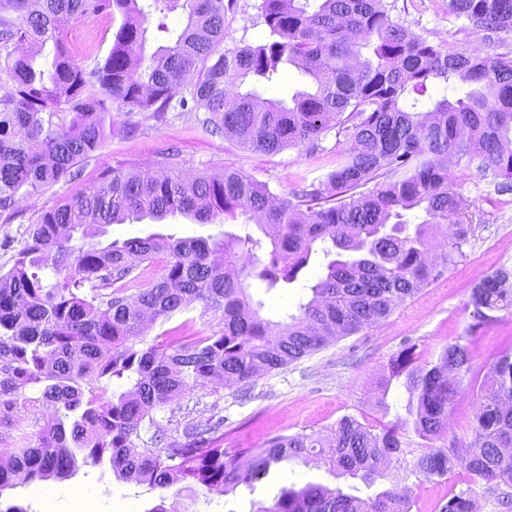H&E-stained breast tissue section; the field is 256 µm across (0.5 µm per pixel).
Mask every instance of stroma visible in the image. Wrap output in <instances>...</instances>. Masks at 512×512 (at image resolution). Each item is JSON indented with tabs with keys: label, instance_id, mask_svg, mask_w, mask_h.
Masks as SVG:
<instances>
[{
	"label": "stroma",
	"instance_id": "obj_1",
	"mask_svg": "<svg viewBox=\"0 0 512 512\" xmlns=\"http://www.w3.org/2000/svg\"><path fill=\"white\" fill-rule=\"evenodd\" d=\"M261 0H224V45L232 48L257 44L268 36L259 10ZM394 21L447 50L478 47L497 53L512 52V31L487 34L467 29L465 20L448 14V0H396ZM112 18L88 14L72 22L68 37H80L77 61L93 66L112 47ZM115 133L102 149L83 165L80 177L64 178L38 195L21 200L14 212L0 213V266L22 246L26 230L36 223L42 209L64 202L84 191L99 175L102 165L127 168L156 161L163 146H177V171L185 177L201 172L232 168L269 184L280 196L314 181L323 180L336 165V134L327 132L318 150L287 148L264 154L244 148L230 136L205 131L196 113L169 109L165 119L152 113L112 109ZM134 135H124V128ZM456 190L468 205L462 208L464 222L471 226L463 255L443 274L423 287L413 298L398 305L379 326L330 342L278 371L253 382L250 400L235 399L231 388L199 390L176 398L158 419L174 429L199 417L216 415L224 420V446L228 450L259 448L277 434L302 430L329 431L345 416L379 425L403 415L406 393L393 386L387 408L376 404L374 380L389 359L411 345L420 361H428L455 342L467 344L475 371L486 372L499 351L512 344V312L497 311L493 319L474 327L470 292L483 277L504 270L512 274V179L479 170L476 164L452 161L449 166ZM240 218L220 216L214 223L198 224L175 215L162 222L134 220L108 226L101 244L153 233L179 237L219 238L224 231L239 230ZM323 272L313 260L297 280L285 288L265 290L254 283L252 293L265 303L264 317L281 321L311 297V287ZM315 481L344 487L346 492L366 497L373 490L359 479H338L326 466L314 461L291 459L272 468L254 487L239 486L217 494L203 487L179 493L160 492L145 485L116 478L109 467L81 465L66 480L19 484L0 493V505L19 504L27 512H150L156 503L177 507L178 512H255L271 505L281 490Z\"/></svg>",
	"mask_w": 512,
	"mask_h": 512
}]
</instances>
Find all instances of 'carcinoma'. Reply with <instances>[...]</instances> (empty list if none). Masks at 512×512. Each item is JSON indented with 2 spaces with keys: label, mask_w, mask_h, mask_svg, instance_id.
I'll return each instance as SVG.
<instances>
[{
  "label": "carcinoma",
  "mask_w": 512,
  "mask_h": 512,
  "mask_svg": "<svg viewBox=\"0 0 512 512\" xmlns=\"http://www.w3.org/2000/svg\"><path fill=\"white\" fill-rule=\"evenodd\" d=\"M0 11V211L76 175L112 134L111 104L163 119L177 101L211 133L265 154L319 147L345 134L321 188L280 198L230 168L191 180L174 171L177 150L157 170L102 167L83 193L43 210L8 269L0 268V489L63 479L83 463L108 462L121 480L177 492L191 483L227 493L251 486L290 459L320 458L343 478L395 486L363 498L309 482L256 512H411L396 484L452 482L439 512H512V349L479 379L457 341L421 364L415 347L390 359L378 403L393 383L405 416L373 426L344 416L331 436L270 437L231 454L224 419L192 420L173 435L157 413L186 392L219 380L247 395L271 373L336 339L382 323L393 309L462 255L471 225L460 220L448 165L455 157L512 179V55L447 51L394 22L384 0H261L269 38L224 48V0H10ZM107 12L112 48L87 69L65 39L72 21ZM163 45L145 55L153 15ZM448 13L476 32L512 31V0H448ZM293 67L315 90L291 102L241 91L247 79L277 82ZM180 99H175V96ZM393 178L382 180L384 172ZM428 220L409 227L403 212ZM180 214L198 224L240 214L257 232L224 238L151 234L90 243V229ZM443 234L445 246L427 259ZM166 255L164 273L142 266ZM326 261L311 298L282 322L262 316L251 281L270 290L293 283L310 261ZM53 258L56 279L41 275ZM503 272L471 289L476 325L512 310ZM203 305L219 329L164 331L148 342L145 316L168 320ZM125 379L114 394L105 380ZM487 392L462 439L448 437V413L465 391ZM42 407L54 420L39 425ZM420 439L415 443L413 438ZM441 440L443 444L435 445ZM463 488L457 490V484Z\"/></svg>",
  "instance_id": "1"
}]
</instances>
